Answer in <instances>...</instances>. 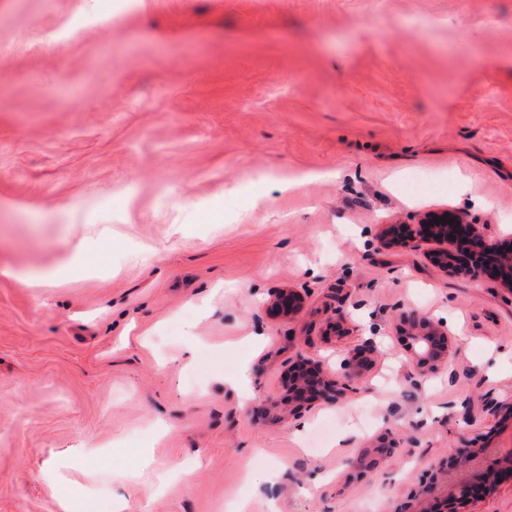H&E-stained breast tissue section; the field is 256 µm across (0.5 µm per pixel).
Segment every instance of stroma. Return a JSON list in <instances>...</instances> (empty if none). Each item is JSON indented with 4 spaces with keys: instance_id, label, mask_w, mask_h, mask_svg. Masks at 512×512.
Returning <instances> with one entry per match:
<instances>
[{
    "instance_id": "35a3bbf8",
    "label": "stroma",
    "mask_w": 512,
    "mask_h": 512,
    "mask_svg": "<svg viewBox=\"0 0 512 512\" xmlns=\"http://www.w3.org/2000/svg\"><path fill=\"white\" fill-rule=\"evenodd\" d=\"M413 170L436 182L416 201ZM446 209L512 235V0H0V266L28 276H0V512L69 489L77 512H360L374 491L394 512L463 434L512 448L486 412L512 396V293L379 242ZM277 288L298 318L267 314ZM339 307L376 343L363 389L253 416L296 360L336 363ZM409 310L456 338L428 379ZM364 408L374 431L349 434ZM386 429L384 467L348 468ZM304 310V297L295 290L275 289L267 304L268 314L276 319L293 320Z\"/></svg>"
}]
</instances>
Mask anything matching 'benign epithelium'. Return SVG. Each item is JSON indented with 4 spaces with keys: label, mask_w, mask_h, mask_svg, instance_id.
<instances>
[{
    "label": "benign epithelium",
    "mask_w": 512,
    "mask_h": 512,
    "mask_svg": "<svg viewBox=\"0 0 512 512\" xmlns=\"http://www.w3.org/2000/svg\"><path fill=\"white\" fill-rule=\"evenodd\" d=\"M447 222L434 224V218ZM403 239L421 241L432 246L427 257L446 276L482 281L500 277L512 288V238L490 239L486 225L476 224L460 214L429 212L417 230L390 225ZM304 310V297L295 290L275 289L267 304L268 314L276 319L293 320ZM399 328L405 335L413 375L430 378L447 368L453 342L448 328L414 311L399 315ZM374 345L369 339L357 338L343 350L340 364L333 369L324 361L304 358L291 368L283 405L302 412L320 404H334L349 392L359 389L373 366ZM399 447L396 433L386 431L364 449L357 466L365 472L378 470L390 458V449ZM462 467L466 478L448 485L441 475ZM504 483L512 484V448L504 452L486 444L484 435L463 438L419 481L401 507V512H462L460 506L489 497Z\"/></svg>",
    "instance_id": "obj_1"
}]
</instances>
